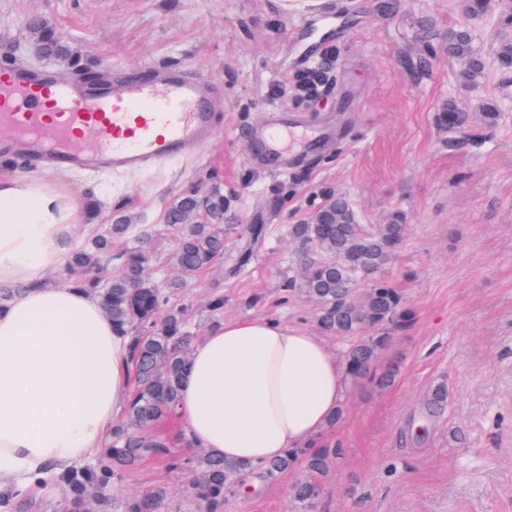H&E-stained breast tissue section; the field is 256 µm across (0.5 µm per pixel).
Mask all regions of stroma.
Instances as JSON below:
<instances>
[{"mask_svg":"<svg viewBox=\"0 0 512 512\" xmlns=\"http://www.w3.org/2000/svg\"><path fill=\"white\" fill-rule=\"evenodd\" d=\"M0 0V60L40 68L23 27L38 13L83 55L120 68L180 65L222 86L218 130L206 145L134 175L43 169L92 211L68 239L85 244L97 225L128 216L147 235L151 274L172 272L178 241L163 216L180 194L221 186L230 203L224 260L177 295L190 329L204 336L222 320L269 318L322 335L344 354L348 340L322 333L319 306L289 290L299 251L289 225L330 193L351 201L374 228L402 215L408 232L381 279L401 289L407 325H385L393 343L379 368L384 388L346 384L341 416L321 444L339 453L315 512H512V69L492 55V21L470 18L460 0ZM465 25L489 55L487 74L462 86L441 34ZM309 68L327 71L321 98L280 94ZM472 112L463 140L436 124L448 100ZM499 112L487 124L480 111ZM324 121L327 142L288 164L260 159L253 131L271 111ZM264 225L254 238V225ZM224 311L211 312L214 297ZM448 388L444 414L419 444L407 440L427 395ZM161 433L171 454L136 466L111 487L114 504L165 488L159 512H199L185 474L178 426ZM303 469L236 487L223 512H294L289 497Z\"/></svg>","mask_w":512,"mask_h":512,"instance_id":"stroma-1","label":"stroma"}]
</instances>
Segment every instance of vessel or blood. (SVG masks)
Listing matches in <instances>:
<instances>
[{
    "mask_svg": "<svg viewBox=\"0 0 512 512\" xmlns=\"http://www.w3.org/2000/svg\"><path fill=\"white\" fill-rule=\"evenodd\" d=\"M211 79L179 68L143 76L116 70L111 84H86L51 69H0V154L35 165L117 173L150 168L208 142L216 132ZM313 125L272 122L261 131L273 155L314 139Z\"/></svg>",
    "mask_w": 512,
    "mask_h": 512,
    "instance_id": "b4317fda",
    "label": "vessel or blood"
}]
</instances>
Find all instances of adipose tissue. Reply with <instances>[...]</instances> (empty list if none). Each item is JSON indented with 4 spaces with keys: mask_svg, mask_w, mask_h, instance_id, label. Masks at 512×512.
<instances>
[{
    "mask_svg": "<svg viewBox=\"0 0 512 512\" xmlns=\"http://www.w3.org/2000/svg\"><path fill=\"white\" fill-rule=\"evenodd\" d=\"M80 204L37 176L0 181V282L26 289L0 310V496L49 463L103 448L132 387L130 339L96 298L47 283ZM342 360L313 334L235 318L197 341L175 407L188 448L259 467L312 445L343 396Z\"/></svg>",
    "mask_w": 512,
    "mask_h": 512,
    "instance_id": "adipose-tissue-1",
    "label": "adipose tissue"
}]
</instances>
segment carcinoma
<instances>
[{
	"mask_svg": "<svg viewBox=\"0 0 512 512\" xmlns=\"http://www.w3.org/2000/svg\"><path fill=\"white\" fill-rule=\"evenodd\" d=\"M24 25L41 57L62 59L82 75L98 66L92 58L73 51L46 18L29 15ZM446 51L461 64L464 84L482 79L487 61L474 47L467 27L448 29ZM495 57L500 67L511 69L512 40L499 42ZM436 121L441 129L453 134L469 126L470 113L450 99L437 113ZM165 221L180 233L175 259L179 278L169 283H158L147 276L152 258L143 245L121 249L117 254L118 271L112 272V242L127 239L135 231L134 225L121 220L68 252L63 284L94 295L112 325L131 335L133 362L132 397L125 418L112 427L107 447L94 464L53 478L68 499L69 512H89L92 506L110 508L106 497L109 486L121 482L142 458L168 454L157 429L167 420L176 400L194 341L183 309L171 304L172 289L187 287L189 280L224 257V193L217 186L206 192L184 193L167 208ZM288 234L301 246L302 254L313 256L312 262L302 264L303 272L291 281V287L320 304L318 321L324 331L352 340L344 356L347 379L356 384L371 377L380 387L390 384L393 368L377 376L373 371L379 357L389 349L391 337L366 336L364 332L389 322L405 323L411 316L398 289L375 278L392 262L405 240L407 225L398 216L389 224L367 231L347 198L331 194L309 221L290 225ZM364 280L367 286L359 287ZM446 403L445 388H435L425 401L426 414L418 421L421 433H411V440L420 442L427 436L431 417ZM335 454L336 450L326 447L293 450L249 472L244 465L203 453L183 467L194 473L192 489L203 507L215 509L224 499V492L244 485L246 476L271 479L301 464L309 476L296 481L290 494L292 501L306 510L321 496L320 477ZM165 495L166 491L159 488L150 495L125 500L120 508L122 512H157Z\"/></svg>",
	"mask_w": 512,
	"mask_h": 512,
	"instance_id": "obj_1",
	"label": "carcinoma"
}]
</instances>
